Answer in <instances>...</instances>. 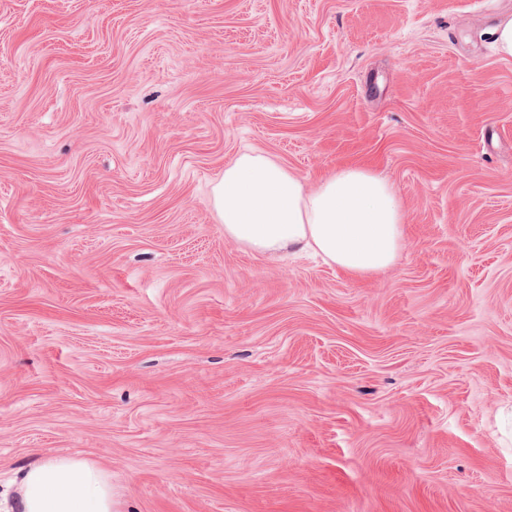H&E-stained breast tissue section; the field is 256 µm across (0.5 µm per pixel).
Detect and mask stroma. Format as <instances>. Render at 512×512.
Listing matches in <instances>:
<instances>
[{"label": "stroma", "instance_id": "1", "mask_svg": "<svg viewBox=\"0 0 512 512\" xmlns=\"http://www.w3.org/2000/svg\"><path fill=\"white\" fill-rule=\"evenodd\" d=\"M512 0H0V506L67 455L119 512H512ZM255 149L386 178L354 279L224 237ZM497 52L503 58H512V16L502 19L493 30Z\"/></svg>", "mask_w": 512, "mask_h": 512}]
</instances>
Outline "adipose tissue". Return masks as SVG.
Wrapping results in <instances>:
<instances>
[{
	"instance_id": "ef3b65f1",
	"label": "adipose tissue",
	"mask_w": 512,
	"mask_h": 512,
	"mask_svg": "<svg viewBox=\"0 0 512 512\" xmlns=\"http://www.w3.org/2000/svg\"><path fill=\"white\" fill-rule=\"evenodd\" d=\"M212 206L227 240L260 254L314 252L360 278L395 263L404 216L392 186L358 167L308 189L273 156L245 150L212 187ZM20 512H115L110 474L58 455L20 472Z\"/></svg>"
}]
</instances>
